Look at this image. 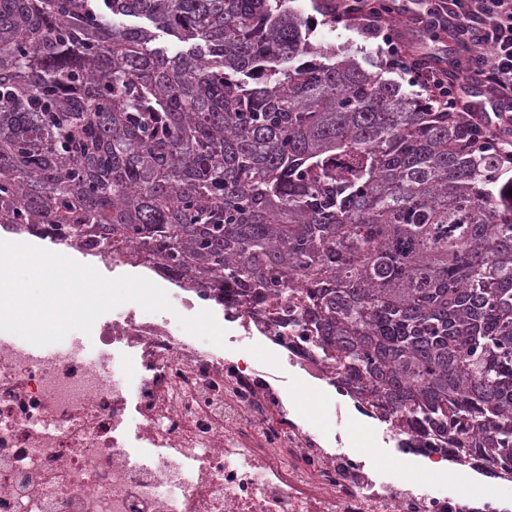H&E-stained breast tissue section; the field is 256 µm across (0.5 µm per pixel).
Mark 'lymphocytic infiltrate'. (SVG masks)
I'll use <instances>...</instances> for the list:
<instances>
[{
  "label": "lymphocytic infiltrate",
  "instance_id": "f902f5d3",
  "mask_svg": "<svg viewBox=\"0 0 512 512\" xmlns=\"http://www.w3.org/2000/svg\"><path fill=\"white\" fill-rule=\"evenodd\" d=\"M415 22L424 28L452 27L465 48L452 68L431 65L409 49L395 9L375 0H336L335 20L359 25L382 36L393 63L424 87L443 111L465 114L504 155L512 154V0H425ZM478 70L490 98L499 105L489 115L459 86L464 73Z\"/></svg>",
  "mask_w": 512,
  "mask_h": 512
}]
</instances>
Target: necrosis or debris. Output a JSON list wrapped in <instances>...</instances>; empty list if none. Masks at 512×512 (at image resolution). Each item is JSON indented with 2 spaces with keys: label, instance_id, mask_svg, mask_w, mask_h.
<instances>
[{
  "label": "necrosis or debris",
  "instance_id": "necrosis-or-debris-1",
  "mask_svg": "<svg viewBox=\"0 0 512 512\" xmlns=\"http://www.w3.org/2000/svg\"><path fill=\"white\" fill-rule=\"evenodd\" d=\"M79 252L110 271L135 260L160 274L174 310L128 302L95 321L101 345L134 359L132 392L105 362L0 331V512H500L491 500L385 481L342 450L339 433L321 438L291 416L289 370L328 390L339 380L313 347L298 293L244 304L177 286L139 247ZM203 309L227 347L179 325ZM245 342L276 366L237 355Z\"/></svg>",
  "mask_w": 512,
  "mask_h": 512
}]
</instances>
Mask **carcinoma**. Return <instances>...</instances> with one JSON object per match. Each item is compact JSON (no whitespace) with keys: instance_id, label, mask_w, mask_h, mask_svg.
<instances>
[{"instance_id":"cac0c4a2","label":"carcinoma","mask_w":512,"mask_h":512,"mask_svg":"<svg viewBox=\"0 0 512 512\" xmlns=\"http://www.w3.org/2000/svg\"><path fill=\"white\" fill-rule=\"evenodd\" d=\"M287 0H0V225L304 300L372 415L512 468V177Z\"/></svg>"}]
</instances>
